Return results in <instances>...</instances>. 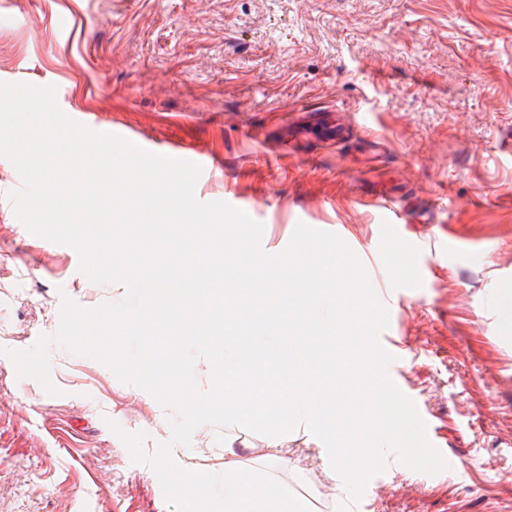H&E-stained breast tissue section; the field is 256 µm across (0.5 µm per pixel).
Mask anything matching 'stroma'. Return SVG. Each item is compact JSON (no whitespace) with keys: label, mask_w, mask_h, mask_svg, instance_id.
Listing matches in <instances>:
<instances>
[{"label":"stroma","mask_w":512,"mask_h":512,"mask_svg":"<svg viewBox=\"0 0 512 512\" xmlns=\"http://www.w3.org/2000/svg\"><path fill=\"white\" fill-rule=\"evenodd\" d=\"M0 83L55 86L67 116L148 152L187 148L196 198L253 207L265 252L300 223L331 232L385 289L379 340L451 467L391 463L353 512H512V0H0ZM20 186L0 158V512H173L117 435L167 441L152 400L56 345L51 396L8 356L57 331L62 297L125 295L27 229ZM381 192L410 217L400 235ZM217 434L185 449L209 473ZM290 448L299 468L268 472L334 512L342 479L304 437Z\"/></svg>","instance_id":"stroma-1"}]
</instances>
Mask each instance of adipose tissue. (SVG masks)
Instances as JSON below:
<instances>
[{
  "label": "adipose tissue",
  "instance_id": "adipose-tissue-1",
  "mask_svg": "<svg viewBox=\"0 0 512 512\" xmlns=\"http://www.w3.org/2000/svg\"><path fill=\"white\" fill-rule=\"evenodd\" d=\"M240 456L233 440H225L222 475H204L183 460L180 449H167L169 486L183 512H204L208 499L218 512H311L308 500L267 472L246 468Z\"/></svg>",
  "mask_w": 512,
  "mask_h": 512
}]
</instances>
